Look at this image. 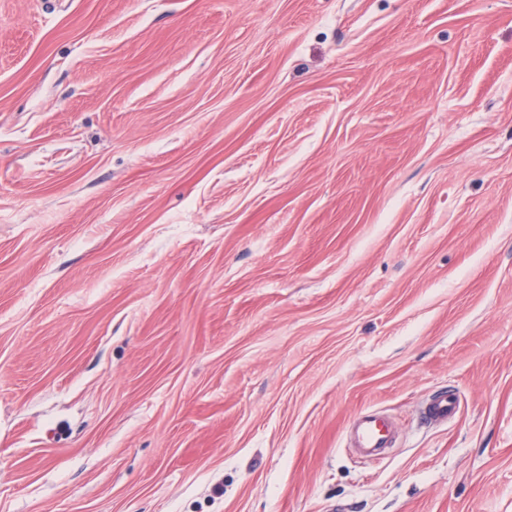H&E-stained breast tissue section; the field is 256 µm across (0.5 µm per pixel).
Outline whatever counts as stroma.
<instances>
[{
  "instance_id": "obj_1",
  "label": "stroma",
  "mask_w": 512,
  "mask_h": 512,
  "mask_svg": "<svg viewBox=\"0 0 512 512\" xmlns=\"http://www.w3.org/2000/svg\"><path fill=\"white\" fill-rule=\"evenodd\" d=\"M340 507L512 512V0H0V512ZM459 411L455 393L443 392L430 397L421 409V420L425 424L448 422L455 419ZM348 430L351 449L366 457L391 444L394 423L382 413L367 410L353 419Z\"/></svg>"
}]
</instances>
